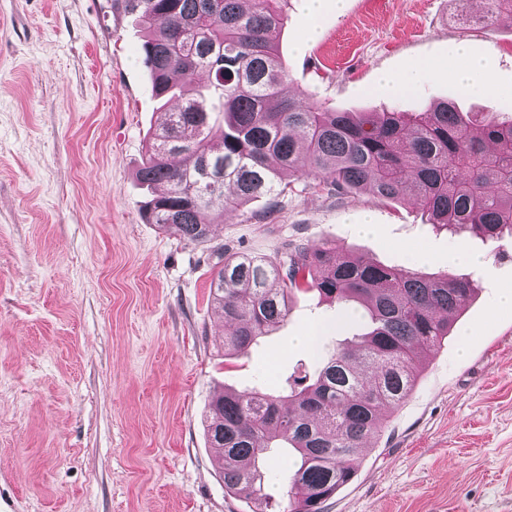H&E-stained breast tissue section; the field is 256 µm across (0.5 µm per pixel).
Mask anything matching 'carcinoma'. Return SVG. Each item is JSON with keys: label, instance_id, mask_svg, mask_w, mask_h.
I'll return each mask as SVG.
<instances>
[{"label": "carcinoma", "instance_id": "cac0c4a2", "mask_svg": "<svg viewBox=\"0 0 512 512\" xmlns=\"http://www.w3.org/2000/svg\"><path fill=\"white\" fill-rule=\"evenodd\" d=\"M142 34L139 50L162 120L136 177L158 192L147 221L192 242L210 241L228 208L265 197L277 207L308 176L336 192L414 198L434 226L481 239L512 237V119L462 112H345L304 104L281 60L290 0H118ZM501 0L482 21L512 27ZM179 98L180 107L167 109ZM179 156L174 165L169 157ZM212 301L224 322V355H241L288 316V299L314 290L357 304L366 332L343 340L314 376L286 396L224 390L206 434L219 449L224 490L265 512V469L278 441L297 463L283 512H324L355 477L353 460L380 435L386 412L413 391L416 359L438 347L473 281L366 262L332 247L296 245L270 258L213 250Z\"/></svg>", "mask_w": 512, "mask_h": 512}]
</instances>
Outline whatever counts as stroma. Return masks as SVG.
Returning <instances> with one entry per match:
<instances>
[{"label": "stroma", "mask_w": 512, "mask_h": 512, "mask_svg": "<svg viewBox=\"0 0 512 512\" xmlns=\"http://www.w3.org/2000/svg\"><path fill=\"white\" fill-rule=\"evenodd\" d=\"M485 0H345L280 37L291 86L347 112H419L444 100L512 118V27L462 25ZM118 0H0V495L17 512H251L229 496L203 416L223 388L279 394L361 307L299 294L285 321L224 358L208 245L148 223L135 172L160 111ZM481 56L494 98L450 78L459 45ZM412 88L383 85L410 69ZM224 213L214 242L275 256L327 244L364 260L475 281L411 395L354 461L325 512H512V238L429 224L412 199L295 183ZM361 224L371 233L358 232ZM475 266L451 260L459 248ZM321 331L313 349L296 339Z\"/></svg>", "instance_id": "35a3bbf8"}]
</instances>
